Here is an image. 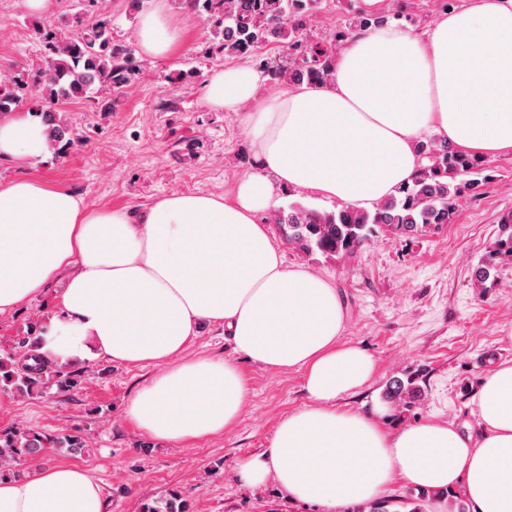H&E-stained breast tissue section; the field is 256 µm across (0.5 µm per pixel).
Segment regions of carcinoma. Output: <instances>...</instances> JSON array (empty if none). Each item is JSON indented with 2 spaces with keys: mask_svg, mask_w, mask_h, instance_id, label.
Here are the masks:
<instances>
[{
  "mask_svg": "<svg viewBox=\"0 0 512 512\" xmlns=\"http://www.w3.org/2000/svg\"><path fill=\"white\" fill-rule=\"evenodd\" d=\"M184 8L204 12L215 20L209 51L228 58L249 59L270 77L275 86L324 82L330 79L336 50L360 30L384 26L393 20L412 22V15L362 10L352 13L336 26L330 36L312 43L305 36L309 17L326 0H177ZM46 54L47 68L36 91L42 100L43 122L49 125L52 141L62 139L59 106L92 94L111 93L121 88L124 73L133 66L131 51L112 42V31L105 21L89 29L67 33L46 22L36 26ZM288 49L282 62L260 53L269 43ZM24 75L0 80V115H8L19 105L17 91L25 88ZM421 158L418 174L400 186L396 194L368 210L344 205L323 213L298 202L279 207L269 217L283 239L306 253L336 257L354 253L376 226L395 234H415L431 226L449 224L455 217L457 201L475 194L488 179L485 161L448 147L438 138L417 146ZM512 256V235L496 241L488 258L474 271L483 285L495 270L493 259ZM16 354L0 355V390L29 396L51 385L71 387L74 374L52 362L16 369ZM417 391L415 381L396 380L387 389L392 400L404 399ZM61 444L37 432L23 431L0 435V474L23 455L34 456L44 448ZM449 496L448 490L423 489L409 512H426L433 499Z\"/></svg>",
  "mask_w": 512,
  "mask_h": 512,
  "instance_id": "cac0c4a2",
  "label": "carcinoma"
}]
</instances>
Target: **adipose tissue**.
<instances>
[{
    "label": "adipose tissue",
    "mask_w": 512,
    "mask_h": 512,
    "mask_svg": "<svg viewBox=\"0 0 512 512\" xmlns=\"http://www.w3.org/2000/svg\"><path fill=\"white\" fill-rule=\"evenodd\" d=\"M149 59L174 55L182 29L168 0H150L136 29ZM241 64L209 73L203 105H254L256 169L231 198L172 194L145 210L92 209L30 169L50 152L47 127L19 111L0 120V160L24 176L0 181V316L52 293L57 312L37 350L50 361L89 357L158 367L129 414L145 433L188 443L222 433L247 390L233 362L182 360L202 324L223 326L235 353L301 372L310 407L288 415L239 478L273 480L291 500L366 502L393 481L460 490L471 512H512V360L475 402L480 437L425 420L390 432L341 411L376 365L341 342L343 303L332 284L287 264L264 223L281 190L368 210L410 182L416 146L438 135L478 157L512 154V0H477L438 17L424 36L396 25L354 34L332 77L281 83ZM0 512H109L101 483L71 464L0 479Z\"/></svg>",
    "instance_id": "1"
}]
</instances>
